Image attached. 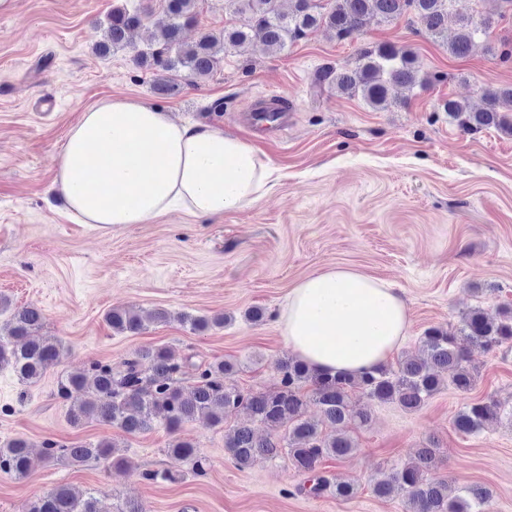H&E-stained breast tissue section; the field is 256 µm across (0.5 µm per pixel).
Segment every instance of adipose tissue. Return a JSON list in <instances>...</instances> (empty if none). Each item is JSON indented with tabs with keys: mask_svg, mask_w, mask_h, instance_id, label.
Wrapping results in <instances>:
<instances>
[{
	"mask_svg": "<svg viewBox=\"0 0 512 512\" xmlns=\"http://www.w3.org/2000/svg\"><path fill=\"white\" fill-rule=\"evenodd\" d=\"M119 141L131 153L117 150ZM274 174L269 159L222 129L179 123L140 101L115 98L87 109L70 129L53 183L73 222L107 236L174 209L211 218L252 206L271 190ZM409 323L392 282L336 266L289 291L279 327L311 369L358 374L384 364Z\"/></svg>",
	"mask_w": 512,
	"mask_h": 512,
	"instance_id": "obj_1",
	"label": "adipose tissue"
}]
</instances>
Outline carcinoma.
<instances>
[{"mask_svg":"<svg viewBox=\"0 0 512 512\" xmlns=\"http://www.w3.org/2000/svg\"><path fill=\"white\" fill-rule=\"evenodd\" d=\"M168 22L147 48L134 55V61L149 65L157 72L156 89L162 93L181 80L195 82L211 75L219 66L224 48L259 42L274 52H281L324 26L336 38L345 40L358 36L376 19L394 21L403 17L416 20L432 38L448 46L454 57L469 55L476 38L492 27L493 21L480 14L461 17L453 34H448V14L454 0H291L290 11L283 12L279 0H225L240 17V23L224 28L219 34L203 33L193 43L183 39V31L197 24L196 0H163ZM146 13L141 7H116L108 20L96 52L106 57L128 47L129 33L143 24ZM322 81L336 86L348 96H359L374 110H387L397 104L391 96L394 86L408 91L424 88L429 79L420 76L416 53L394 44L382 43L359 49L356 67L328 68ZM484 107L473 109L468 102L448 99L443 111L467 132L495 128L512 135V87L493 88L483 92ZM0 368L10 369L24 384L40 380L46 367L59 360L63 346L40 333L43 315L33 307H11L0 300ZM181 320L191 330L202 331L211 326L222 327L231 318L218 314L212 318L186 315ZM107 322L116 333H137L144 329V320L127 310L114 309ZM512 343V309L490 315L473 309L453 329L433 327L420 338L423 356H405L396 365H382L359 376L342 373H319L297 358L285 360L279 367L278 387L265 392H245L233 380L240 369L235 361L222 360L198 371L189 393H184L177 375L183 365L166 347H148L131 359L114 367L95 363L85 373L71 375L61 383L62 395L72 400L70 417L73 423L98 421L115 426L126 434L146 432L162 421L175 435L168 452L173 460L186 463L200 471L205 457L191 441L176 437L181 428L205 413L211 424L224 423V414L246 410L251 423L224 432V449L228 458L244 468L258 456L271 460L288 458L291 466L310 476L311 485L300 487L319 496L331 494L351 499L357 488L351 483H332L320 475L321 463L339 459L355 449L352 431L369 422L367 411L356 407L351 392L370 400L392 401L404 409H420L445 385L461 394L469 393L477 376L469 365L468 346L478 345L487 351ZM313 403L319 417L305 416V408ZM501 404L493 397L462 406L453 417L454 428L465 435L480 432L498 419ZM272 432L259 434L255 425ZM288 433L275 435L282 426ZM433 447L417 450L415 461L376 482L375 495L381 498L401 496L406 512H485L488 494L481 487L455 489L448 482L429 476L435 455ZM117 445L109 441L48 448L45 460L66 461L82 465L90 460H112V465H127L116 456ZM38 464L30 446L16 439L0 446V470L17 478L27 476ZM30 512H102L98 498L79 495L61 485L38 498Z\"/></svg>","mask_w":512,"mask_h":512,"instance_id":"carcinoma-1","label":"carcinoma"}]
</instances>
